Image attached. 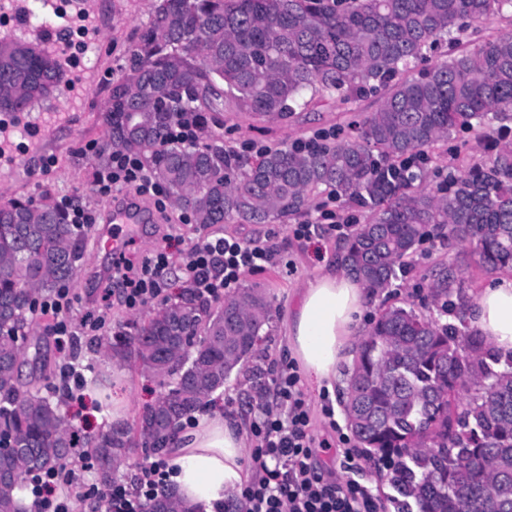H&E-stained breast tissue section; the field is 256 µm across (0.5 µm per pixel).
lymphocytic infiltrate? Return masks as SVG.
Segmentation results:
<instances>
[{"label":"lymphocytic infiltrate","mask_w":512,"mask_h":512,"mask_svg":"<svg viewBox=\"0 0 512 512\" xmlns=\"http://www.w3.org/2000/svg\"><path fill=\"white\" fill-rule=\"evenodd\" d=\"M92 183L99 196L113 198L131 189L137 197L152 201L158 211L167 209L164 187L137 154L113 149L109 163L95 168ZM171 240V234H163L162 246L137 263L122 253L113 256L102 302L114 301L136 310L165 298L170 286ZM277 254L275 245L265 241L202 235L182 250L181 273L202 297L228 296L235 292L243 272L264 268ZM73 301L70 290L63 288L38 307L40 316L50 322L56 348L66 356L74 347ZM251 432L256 442L252 461L259 476L243 491L244 512H379L374 495L360 481L366 464L351 447L348 435L338 433L336 441L342 449L340 467L346 480L327 479L318 466L311 404L295 364L282 368L262 393ZM169 475L167 461L160 458L142 468L136 487L113 483L112 512H146L151 497L167 486ZM30 484L39 512H70L67 492L74 485L72 470L33 477Z\"/></svg>","instance_id":"obj_1"}]
</instances>
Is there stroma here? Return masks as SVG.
Instances as JSON below:
<instances>
[{
	"mask_svg": "<svg viewBox=\"0 0 512 512\" xmlns=\"http://www.w3.org/2000/svg\"><path fill=\"white\" fill-rule=\"evenodd\" d=\"M153 5L154 0H100L98 27L102 36L99 51L92 61L97 71V83L85 95L82 104L71 112L67 123L51 130L45 153L56 157V165L42 169V161L38 158L19 165L10 183L0 185V198L37 199L45 194L55 197L73 193L94 212H103L108 201L92 190V175L98 161L85 154L84 146L90 141L100 144L105 141L103 114L108 105L110 87L122 80L129 64L130 50L141 29L148 23ZM501 32H512V7L507 8L489 26L467 28L452 43L425 51L422 58L410 64L408 74L419 76L438 61L463 50L476 49L486 38ZM384 98L385 92L381 89L349 102L317 96L307 109L287 117L238 112L228 107L216 114L210 130L215 133L218 144L227 148L239 146L246 140L283 147L328 129L334 130L337 140L341 141L351 135L354 122L376 111ZM509 148H512V112L488 113L483 126L459 130L429 152L416 183L426 188L436 187L446 178L456 176L464 164L488 161L497 151ZM328 197V190H319L304 213L289 217L284 223L217 224L209 227L191 223L182 230L187 239L208 234L214 237L234 236L246 242L270 234L280 247L275 263L262 271L245 272L239 282L240 287L258 289L270 305V322L261 344L263 374L255 381L250 373H240L215 394L216 400L223 402L225 410L242 417L245 422H253L256 412L255 407L249 406V399L258 398L273 374L293 359L288 347L286 322L289 311L297 302L300 288L324 267L338 263L340 259L344 239L338 233L329 231L327 226H319L316 231V239L322 247V254L317 258L313 257L310 247L292 235L293 225L314 223L317 204ZM103 229L100 223L88 227L81 268L70 286L74 297L72 315L75 326L79 328L75 354L86 380H93L99 375L111 377L112 394L124 399L127 405L125 424L131 427L139 412L156 400L160 388L151 375L133 362H125L120 370H112L97 350L99 334L83 327V318L90 311H104L106 325L103 333L109 335L144 315L140 309L129 311L118 305L106 310L100 307L101 281L107 267V260L99 247ZM451 261L462 264L470 295H478L491 279L490 274L477 266L473 258L460 254L456 246L438 238L429 239L420 245L406 273L381 293L375 303L368 305L367 317H374L382 304L410 305L416 311L433 313L435 307L429 286L435 271ZM84 394L83 403L72 401L68 404V421L82 434L97 431L112 419L111 409L99 403L97 392L88 387Z\"/></svg>",
	"mask_w": 512,
	"mask_h": 512,
	"instance_id": "1",
	"label": "stroma"
}]
</instances>
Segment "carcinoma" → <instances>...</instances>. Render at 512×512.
<instances>
[{"instance_id":"cac0c4a2","label":"carcinoma","mask_w":512,"mask_h":512,"mask_svg":"<svg viewBox=\"0 0 512 512\" xmlns=\"http://www.w3.org/2000/svg\"><path fill=\"white\" fill-rule=\"evenodd\" d=\"M512 0H156L110 88L105 147L142 155L175 202H192L195 223L269 224L305 209L326 187L369 212L342 256L372 295L392 286L431 230L467 249L487 272L512 269V149L474 163L447 190L411 189L386 172L491 112H512V33L440 61L418 78L411 61L463 22H492ZM0 112H32L67 84L51 48L24 36L0 39ZM387 88L381 107L345 141L300 151L275 147L255 160L215 143L168 141L182 112L207 120L238 112L286 116L306 92L349 99ZM84 228L44 195L0 203V512H36L17 499L28 479L56 471L77 448L91 450L111 512L113 470L143 443L161 451L183 420L257 358L269 323L265 297L246 288L210 304L181 284L135 326L101 340L163 389L138 416L136 436L108 425L83 438L65 401L37 380L21 382L38 302L74 281ZM432 296L441 316L381 306L356 348L344 410L365 455L386 468L397 512H512V354L468 328L461 268L443 265ZM453 401H448V396ZM198 512L173 489L147 512Z\"/></svg>"}]
</instances>
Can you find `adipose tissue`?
Masks as SVG:
<instances>
[{
    "mask_svg": "<svg viewBox=\"0 0 512 512\" xmlns=\"http://www.w3.org/2000/svg\"><path fill=\"white\" fill-rule=\"evenodd\" d=\"M364 286L336 267L303 287L288 325L293 356L308 379L332 387L341 364L352 362V347L366 309ZM471 330L502 354L512 353V275L495 276L466 314ZM249 432L216 403L193 425L178 430L166 448L174 472L169 480L185 501L204 512H219L240 498L252 477L247 462Z\"/></svg>",
    "mask_w": 512,
    "mask_h": 512,
    "instance_id": "1",
    "label": "adipose tissue"
}]
</instances>
